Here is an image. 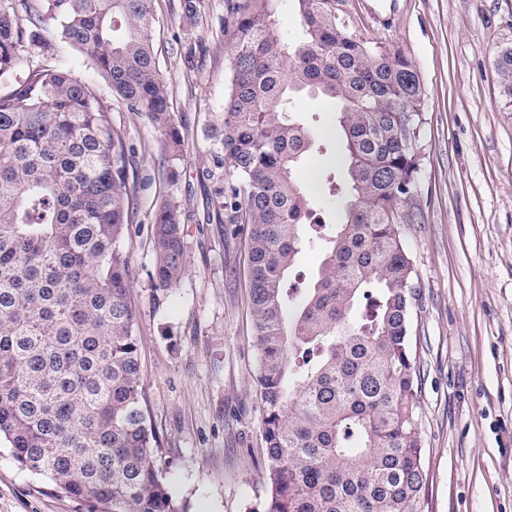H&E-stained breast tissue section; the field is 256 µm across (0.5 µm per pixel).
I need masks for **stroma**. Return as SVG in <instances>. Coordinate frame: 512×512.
<instances>
[{"mask_svg":"<svg viewBox=\"0 0 512 512\" xmlns=\"http://www.w3.org/2000/svg\"><path fill=\"white\" fill-rule=\"evenodd\" d=\"M206 56L186 76L173 35L179 0H154L159 67L180 121V177H163L162 142L145 113L115 105L134 145L137 215L125 238L137 313L143 405L189 512H264L267 499L259 367L253 347L242 236L207 221L204 131L224 109L228 48L212 34L224 0H206ZM362 32L414 59L425 91L418 192L402 237L418 300L411 352L420 373L417 416L427 475L420 512H512V108L501 92L498 52L512 47V0H354ZM299 118L323 144L305 159L314 197L341 168L335 104L307 94ZM180 206L188 272L171 291L148 273L150 218L158 197ZM0 512H76L48 480L21 471L0 440Z\"/></svg>","mask_w":512,"mask_h":512,"instance_id":"1","label":"stroma"}]
</instances>
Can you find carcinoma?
Instances as JSON below:
<instances>
[{
	"label": "carcinoma",
	"instance_id": "cac0c4a2",
	"mask_svg": "<svg viewBox=\"0 0 512 512\" xmlns=\"http://www.w3.org/2000/svg\"><path fill=\"white\" fill-rule=\"evenodd\" d=\"M282 0H224V112L204 135L208 215L245 227L263 401L265 512H419L424 487L409 336L417 274L396 216L416 194L424 88L415 61L360 32L352 0H293L303 36L283 39ZM205 0H180L185 72L204 50ZM60 39L87 57L162 137L177 182L184 140L154 51L152 0H0V437L17 466L78 512H187L149 448L124 239L135 223L136 151L112 103L52 62ZM512 103V48L499 52ZM336 103L344 188L327 176L317 218L297 178L316 149L296 96ZM180 206L151 218L154 284L184 277ZM324 258L290 277L304 243Z\"/></svg>",
	"mask_w": 512,
	"mask_h": 512
}]
</instances>
